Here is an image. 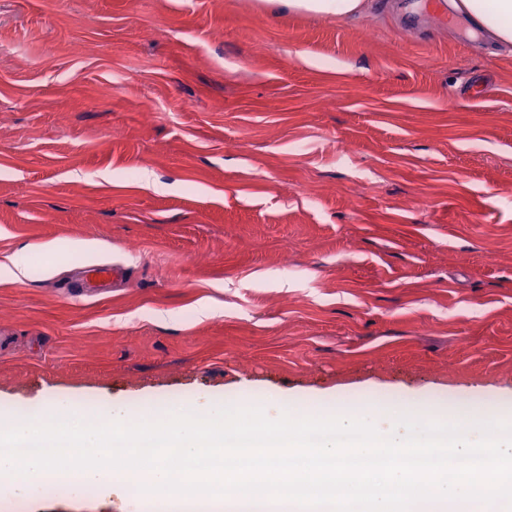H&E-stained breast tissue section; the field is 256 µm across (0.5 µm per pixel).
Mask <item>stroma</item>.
Masks as SVG:
<instances>
[{"label":"stroma","mask_w":512,"mask_h":512,"mask_svg":"<svg viewBox=\"0 0 512 512\" xmlns=\"http://www.w3.org/2000/svg\"><path fill=\"white\" fill-rule=\"evenodd\" d=\"M469 30L419 0H0V254L31 249L0 282V411L48 389L511 410L512 56ZM90 262L123 287L65 294ZM366 0H276L289 12L333 16L336 19L356 18L365 8ZM30 247H23L10 255L0 257V279L3 282H22L29 276Z\"/></svg>","instance_id":"35a3bbf8"}]
</instances>
